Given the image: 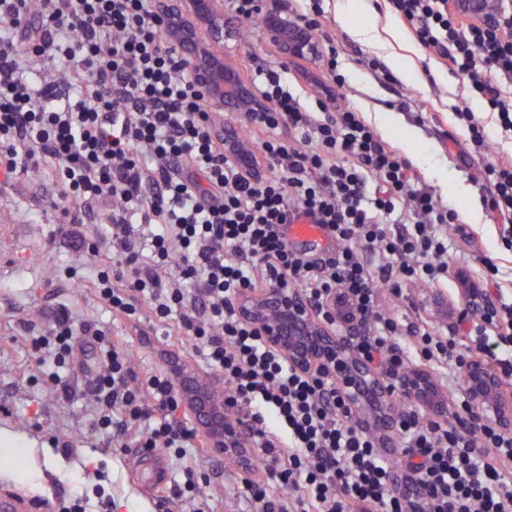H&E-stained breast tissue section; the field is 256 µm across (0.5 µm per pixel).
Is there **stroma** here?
<instances>
[{
	"label": "stroma",
	"mask_w": 512,
	"mask_h": 512,
	"mask_svg": "<svg viewBox=\"0 0 512 512\" xmlns=\"http://www.w3.org/2000/svg\"><path fill=\"white\" fill-rule=\"evenodd\" d=\"M321 13L320 44L334 42L337 71L345 79V101L361 112L366 123L383 139L396 142L422 180L455 209L473 234L471 245L448 240V261L482 273L500 301L512 303V251L502 243L501 227L484 205L477 180L496 156L512 155V133L502 132L495 114L480 109V100L469 94L461 81L448 74L436 59L426 56L398 22L386 11L383 0H352L342 9L339 0H315ZM376 28L379 43H367L360 27ZM224 53L242 62L249 79L259 71L282 73L290 91L304 109L319 111L315 92L305 82L303 64L283 65L266 41L258 22H250L240 41H229ZM379 59L395 77L387 82L361 66L364 57ZM436 105L441 113L431 120L424 108ZM479 107V118L493 138L487 153L469 151V134L458 124L451 106ZM0 451L11 450L24 470L23 477L0 470V491L8 489L40 500L36 512H60L64 500L82 494L90 497L91 512H157L131 483L127 459L133 449L103 453L89 429L91 380L96 372L92 350L79 352L75 368L67 375L70 399L58 398L50 370L39 368L30 339L47 334L54 311L67 308L77 321H88L113 336H122L133 350V367L144 375L157 370L164 352L176 353L184 369L199 382L212 380L211 372L198 365L192 345L182 333L164 340L149 323L132 328L102 307L90 289V280L103 267L105 248L99 230L111 204L58 202L51 166L24 165L11 181L0 183ZM75 223L73 235L52 237L56 225ZM95 250L96 260L85 254ZM490 257L494 271H485L480 257ZM447 281L436 285L406 286L402 297L382 292L381 305L408 322H420L416 303L436 295L454 293ZM70 444V455L57 446ZM104 473L101 484L85 480V467ZM244 473L237 459H214L203 471L202 493L224 497V512H253L238 495Z\"/></svg>",
	"instance_id": "obj_1"
}]
</instances>
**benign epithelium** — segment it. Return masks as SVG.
Listing matches in <instances>:
<instances>
[{
	"instance_id": "7a95c632",
	"label": "benign epithelium",
	"mask_w": 512,
	"mask_h": 512,
	"mask_svg": "<svg viewBox=\"0 0 512 512\" xmlns=\"http://www.w3.org/2000/svg\"><path fill=\"white\" fill-rule=\"evenodd\" d=\"M450 9L469 19L484 20L494 11L493 0H449ZM155 20L191 62L190 78L203 99L217 111L240 117L269 111L261 95L237 64L224 58V42L236 37L235 22L224 17V0H161ZM262 28L269 43L286 64L314 58L317 46L311 24L288 9V0H264ZM206 30L207 38L200 37ZM224 139V155L245 175L261 172L254 146L230 128H218ZM448 277L456 294L443 306L425 311L440 318L452 333H464L473 325L492 326L500 307L497 293L467 266L452 265ZM336 322L356 324L349 301L334 294L329 300ZM243 319L250 322L265 342L288 363L302 371L326 372L336 379L344 399L371 432L394 431L395 397L373 365L359 358L348 337L326 319H319L305 294L297 288H262L243 294L237 303ZM177 387L194 423L205 436L211 453H232L245 471L254 461L251 438L245 427L224 422V402L200 388L194 380L177 375ZM403 398L412 410L432 420L448 418V394L424 367H413L399 381ZM461 393L476 422L501 432H512V384L492 357L484 351L465 357ZM410 512H428L425 491L414 479L398 483Z\"/></svg>"
}]
</instances>
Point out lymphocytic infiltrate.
I'll return each mask as SVG.
<instances>
[{"mask_svg":"<svg viewBox=\"0 0 512 512\" xmlns=\"http://www.w3.org/2000/svg\"><path fill=\"white\" fill-rule=\"evenodd\" d=\"M150 2L42 0L40 25L23 45L16 29L25 0H0V166L13 173L50 163L58 197L113 201L102 226L113 260L93 293L131 325L150 319L159 335L177 322L201 366L222 374L224 401L250 423L267 475L246 485L256 512H407L395 490L402 473L423 486L431 512H512V433L470 427L459 401L444 422L401 411V443L384 447L356 426L333 378L294 369L237 309L248 289L295 287L324 317L339 292L353 299L363 328L353 349L389 380L415 359L461 369L454 339L403 328L380 306L382 291L398 297L405 284L447 275L446 230L459 228L457 214L355 108L331 93L320 111H305L276 72L262 79L273 111L249 124L266 136L273 174L243 178ZM386 8L512 131V96L501 88L512 82V0H495L484 21L456 15L448 0H386ZM45 60L77 66L61 83L43 75ZM480 186L512 243V156L487 164ZM292 224L319 226L335 249L308 260L288 243ZM171 263L177 273L160 279ZM83 334L96 352L92 425L104 450H173L184 483L161 492L160 512L173 499L187 512H221L215 495L193 506L210 456L176 415L174 373L140 377L125 339L88 324L75 333L65 309L50 335L32 341L38 364H64Z\"/></svg>","mask_w":512,"mask_h":512,"instance_id":"obj_1","label":"lymphocytic infiltrate"}]
</instances>
